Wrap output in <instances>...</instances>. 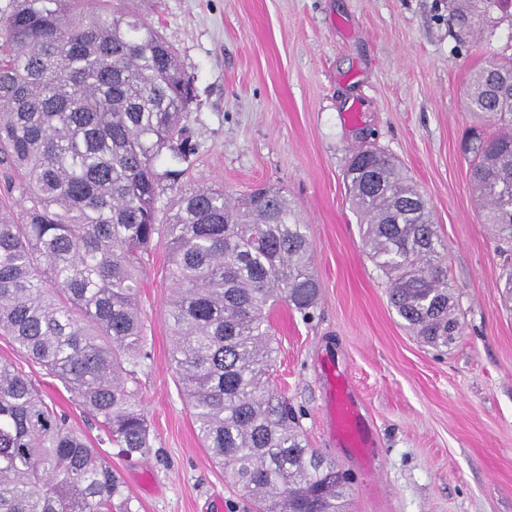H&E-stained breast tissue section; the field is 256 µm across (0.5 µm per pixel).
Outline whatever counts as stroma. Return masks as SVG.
Instances as JSON below:
<instances>
[{
  "mask_svg": "<svg viewBox=\"0 0 512 512\" xmlns=\"http://www.w3.org/2000/svg\"><path fill=\"white\" fill-rule=\"evenodd\" d=\"M176 49L195 100L191 153L161 185L170 207L199 183L229 194L281 188L308 226L320 300L311 321L271 313L270 384L310 447L351 478L347 512H512V311L503 258L470 185L473 149L494 127L465 106L471 74L512 58V7L484 0H135ZM376 147L424 193L447 244L461 331L419 343L388 303L343 183ZM148 357L134 390L152 451L125 458L61 383L0 336L22 368L123 478L134 512H248L197 438L169 360L165 242L142 260ZM351 382L374 446H342L327 411L328 368Z\"/></svg>",
  "mask_w": 512,
  "mask_h": 512,
  "instance_id": "obj_1",
  "label": "stroma"
}]
</instances>
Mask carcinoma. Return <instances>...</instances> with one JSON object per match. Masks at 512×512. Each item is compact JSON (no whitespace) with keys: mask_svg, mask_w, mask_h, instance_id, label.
<instances>
[{"mask_svg":"<svg viewBox=\"0 0 512 512\" xmlns=\"http://www.w3.org/2000/svg\"><path fill=\"white\" fill-rule=\"evenodd\" d=\"M0 26V335L56 378L127 456L152 448L128 366L145 356L140 258L168 248L171 367L194 426L253 512H345L348 475L309 446L288 399L268 385L270 313L312 316L319 282L308 226L282 191L232 199L211 187L159 218L158 170L190 153L193 85L175 49L128 0H13ZM512 60L475 72L469 111L497 127L470 182L483 223L512 251ZM344 184L389 302L424 344L461 325L427 199L374 147ZM21 205L22 216L15 215ZM119 475L15 365L0 361V512H132Z\"/></svg>","mask_w":512,"mask_h":512,"instance_id":"1","label":"carcinoma"}]
</instances>
